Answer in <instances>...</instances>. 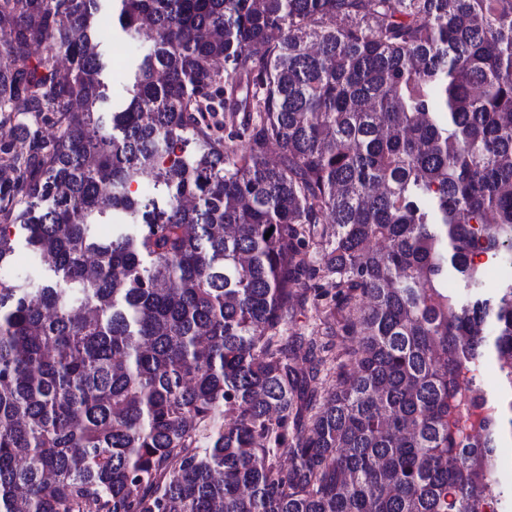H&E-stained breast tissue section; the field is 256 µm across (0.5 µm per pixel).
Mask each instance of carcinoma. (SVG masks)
I'll return each mask as SVG.
<instances>
[{"label": "carcinoma", "mask_w": 512, "mask_h": 512, "mask_svg": "<svg viewBox=\"0 0 512 512\" xmlns=\"http://www.w3.org/2000/svg\"><path fill=\"white\" fill-rule=\"evenodd\" d=\"M102 2L0 0V512H512V0H116L114 106ZM110 19H107L100 30L102 47L112 53V70L106 75L109 94L113 101L126 97V89L129 85L131 67L139 57L141 48L127 43L118 28L115 10L112 18V4L107 9ZM475 262L478 264L488 263L491 278L493 280H512V259L497 254L488 256L483 253H476ZM312 303V297L308 301L306 305L305 314L306 315H298L296 324L294 325V329L298 330L297 332L301 333L305 336L306 340L314 339L318 344L329 345V338L321 333V330L316 327L314 323V319L311 317L310 307Z\"/></svg>", "instance_id": "obj_1"}]
</instances>
